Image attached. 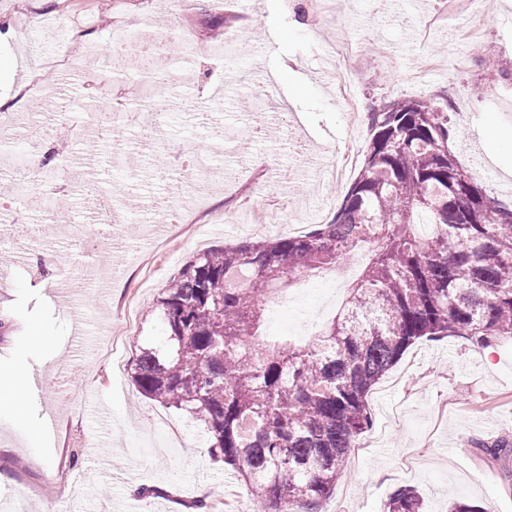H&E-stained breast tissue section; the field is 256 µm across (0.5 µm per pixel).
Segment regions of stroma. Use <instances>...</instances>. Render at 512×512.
Listing matches in <instances>:
<instances>
[{
    "mask_svg": "<svg viewBox=\"0 0 512 512\" xmlns=\"http://www.w3.org/2000/svg\"><path fill=\"white\" fill-rule=\"evenodd\" d=\"M195 0L185 13L155 16L151 28L189 53L177 69L181 84L161 131L142 148L127 127L117 143L132 153L110 166L112 148L97 146L93 176L123 208L135 198L155 206L181 201L179 235L161 225L120 222L125 248L109 257L62 240L64 224L81 219L79 181L67 184L72 208L29 209L15 193L0 192L11 211L28 212L52 266L0 263V375L26 373L43 399H27L24 417L42 429L37 443L0 421V512H197L199 502L237 498L255 512L254 489L208 451L199 422L142 396L131 365L151 335L157 299L181 267L216 246L252 239L262 224L284 232L325 224L346 183L305 173L310 156L334 166L348 142L364 146L368 112L399 98H424L455 112L451 144L483 188L503 194L512 179V0H482L445 16L444 0ZM147 0H0V107L28 112L25 84L56 70L64 55L105 48L113 27L143 17ZM469 64L459 69L454 55ZM349 72L357 100L349 110L336 88L337 69ZM57 71V70H56ZM60 73V72H59ZM84 70L60 73L72 129L60 138L47 124V151L67 149L79 171L82 105L97 96ZM214 157L201 188L185 170L197 150ZM512 204V194H503ZM104 269L98 287L89 269ZM362 269L354 259L346 277ZM346 277L301 282L265 312L268 341L304 342L345 298ZM370 428L349 452L343 476L323 512H384L398 486L414 487L424 512H448L452 501L482 512H512V457L495 462L476 454L472 440L512 438V336L477 352L449 337L410 347L374 387ZM40 457L33 466L30 455ZM143 486L160 490L139 496Z\"/></svg>",
    "mask_w": 512,
    "mask_h": 512,
    "instance_id": "obj_1",
    "label": "stroma"
}]
</instances>
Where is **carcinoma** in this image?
<instances>
[{"instance_id": "cac0c4a2", "label": "carcinoma", "mask_w": 512, "mask_h": 512, "mask_svg": "<svg viewBox=\"0 0 512 512\" xmlns=\"http://www.w3.org/2000/svg\"><path fill=\"white\" fill-rule=\"evenodd\" d=\"M136 47L109 76L167 81ZM357 176L326 224L197 255L158 298V335L132 380L204 425L211 452L259 494L261 512H322L350 448L371 424L368 396L421 339L477 346L512 336V208L474 182L450 143L453 113L422 99L368 114ZM370 250L342 311L304 345L261 340L265 305L297 280ZM497 458L512 441L476 443ZM400 486L386 512H420Z\"/></svg>"}]
</instances>
